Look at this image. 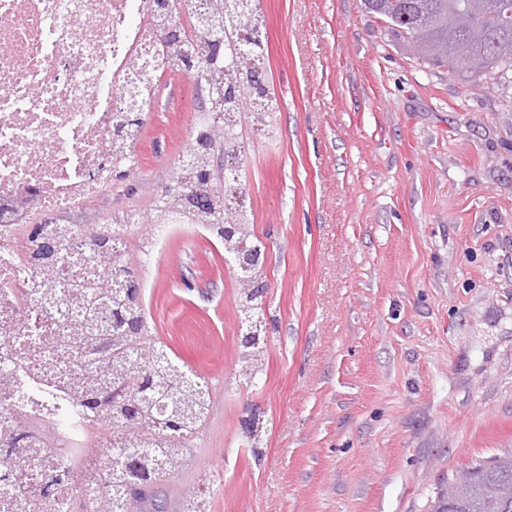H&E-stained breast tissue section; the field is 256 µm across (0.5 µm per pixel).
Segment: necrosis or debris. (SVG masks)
<instances>
[{"mask_svg":"<svg viewBox=\"0 0 512 512\" xmlns=\"http://www.w3.org/2000/svg\"><path fill=\"white\" fill-rule=\"evenodd\" d=\"M177 0H0V512H84L108 490L111 461L77 485L93 416L71 388L81 322L73 284L112 274L107 234L126 260L125 213L107 225L70 216L137 164L158 80L187 74L163 34ZM53 242L48 257L40 241ZM60 283L40 295L41 268Z\"/></svg>","mask_w":512,"mask_h":512,"instance_id":"obj_1","label":"necrosis or debris"}]
</instances>
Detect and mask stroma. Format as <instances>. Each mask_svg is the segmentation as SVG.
<instances>
[{
    "label": "stroma",
    "instance_id": "1",
    "mask_svg": "<svg viewBox=\"0 0 512 512\" xmlns=\"http://www.w3.org/2000/svg\"><path fill=\"white\" fill-rule=\"evenodd\" d=\"M274 132L249 110L241 183L267 246L266 371L236 382L224 248L187 224L126 244L147 341L211 382L192 460L131 512H430L440 488L512 454V73L488 87L421 64L362 0H259ZM163 81L138 165L87 202L148 219L194 124ZM259 419V441L246 421Z\"/></svg>",
    "mask_w": 512,
    "mask_h": 512
}]
</instances>
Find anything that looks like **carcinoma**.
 I'll list each match as a JSON object with an SVG mask.
<instances>
[{"mask_svg": "<svg viewBox=\"0 0 512 512\" xmlns=\"http://www.w3.org/2000/svg\"><path fill=\"white\" fill-rule=\"evenodd\" d=\"M503 0H363L365 12L380 20L391 32L417 46V59L435 67L446 66L463 81L472 85L487 82L512 71V19L502 16ZM244 24L240 11L230 10L216 19H200L194 27L211 32L208 45L220 40L224 60L236 79V94L224 89V99L214 101L217 108H227L232 101L252 97L259 79L250 61L266 55L263 40L256 38L245 46L239 39ZM469 44L473 53L483 56L485 66L471 72L458 64L455 45ZM212 154L240 143L238 125H225L208 137ZM234 220L240 226L238 243L257 261L261 241L251 228L246 213L239 212ZM75 300L80 303L83 319L99 324L107 312L126 320H138L141 308L131 294L112 288V281L76 284ZM262 295L255 291L240 293L239 320L247 316L264 317ZM109 336L110 356L94 361V366L82 374L83 405L99 414L111 411L122 417L125 426L112 432L116 452L124 446L149 448L140 460L139 472L130 475L119 466L112 469L111 492L100 497L97 512H129L134 481L147 486L157 478L179 470L185 465L183 442L191 441L209 413L211 396L208 381H197L183 371L155 367V352L142 348L143 342L126 334L125 326L115 323L102 328ZM264 342L245 344L241 352L239 380L252 384L264 372ZM143 431L135 441H128L125 432L131 425ZM471 487L458 499H448L440 492L431 505V512H512V501L503 504L497 497L503 478L512 477V455L494 459V464H478L468 471Z\"/></svg>", "mask_w": 512, "mask_h": 512, "instance_id": "carcinoma-1", "label": "carcinoma"}]
</instances>
